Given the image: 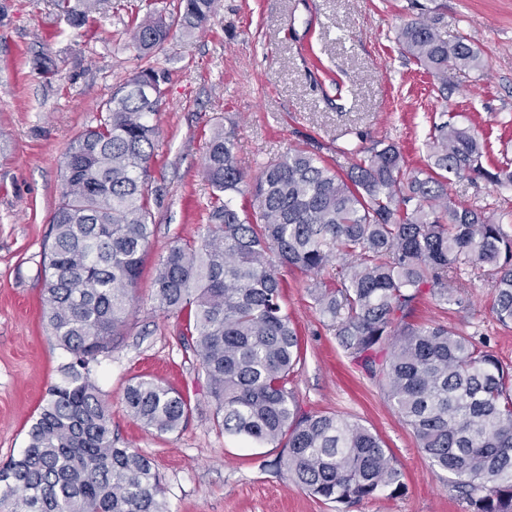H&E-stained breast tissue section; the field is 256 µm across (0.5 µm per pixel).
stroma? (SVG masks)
Wrapping results in <instances>:
<instances>
[{"label": "stroma", "instance_id": "obj_1", "mask_svg": "<svg viewBox=\"0 0 512 512\" xmlns=\"http://www.w3.org/2000/svg\"><path fill=\"white\" fill-rule=\"evenodd\" d=\"M412 0H219L192 33L175 32L156 65L169 72L149 163L154 234L135 290L134 311L93 376L112 412L117 447L149 455L170 512H469L445 472L419 452L411 429L377 382L346 357L312 304L306 279L282 269L284 305L306 354L289 384L303 410L333 412L379 435L404 474L393 496L345 510L313 497L280 468V449L224 434L184 322L153 299L154 268L176 239L210 223L206 144L216 125L235 137L252 185L261 166L288 149L317 145L332 166L345 149L395 143L412 169L425 167L436 124L456 118L487 138L482 160H512V0H419L440 15L448 38L478 48L486 67L439 79L396 40L417 16ZM0 21V463L19 455L27 430L58 377L59 351L43 323L42 266L62 189L63 156L96 125L99 107L141 65L126 32L148 8L179 0H101L74 29L53 0H5ZM453 201L498 216L512 213V188L480 178L454 180ZM444 304L424 296L416 317L455 327L512 365V327L494 313L489 277L471 279ZM136 376L182 393L191 412L173 433L145 428L123 395Z\"/></svg>", "mask_w": 512, "mask_h": 512}]
</instances>
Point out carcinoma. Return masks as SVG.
I'll return each mask as SVG.
<instances>
[{"instance_id":"cac0c4a2","label":"carcinoma","mask_w":512,"mask_h":512,"mask_svg":"<svg viewBox=\"0 0 512 512\" xmlns=\"http://www.w3.org/2000/svg\"><path fill=\"white\" fill-rule=\"evenodd\" d=\"M101 0H55L74 28ZM217 0H180L130 29L140 59L163 51L173 31L198 29ZM397 38L427 71L481 70L465 37L444 35L442 17H419ZM164 68L139 69L102 106L64 159L61 198L44 263L43 323L64 358L30 424L22 452L0 467L8 512H169L152 461L112 440V413L91 364L133 312V291L153 233L149 162L152 118L168 84ZM485 140L469 126L438 125L430 164L409 171L393 143L359 145L337 170L318 148L267 163L253 207H237L243 172L232 136L215 128L204 174L215 206L206 232L177 239L155 272V299L187 316V341L206 378L224 433L280 446L289 479L314 497L351 505L403 489L382 439L332 412L302 410L288 383L303 357L282 302L281 269L308 278L323 325L412 429L429 463L453 476L470 512H512V367L445 325L415 320L426 294L456 301L464 276L492 277L493 311L512 325V235L478 208L452 202L464 176L512 186V164L488 170ZM339 260L333 277L324 272ZM127 412L160 433L179 430L190 402L152 379L134 378Z\"/></svg>"}]
</instances>
